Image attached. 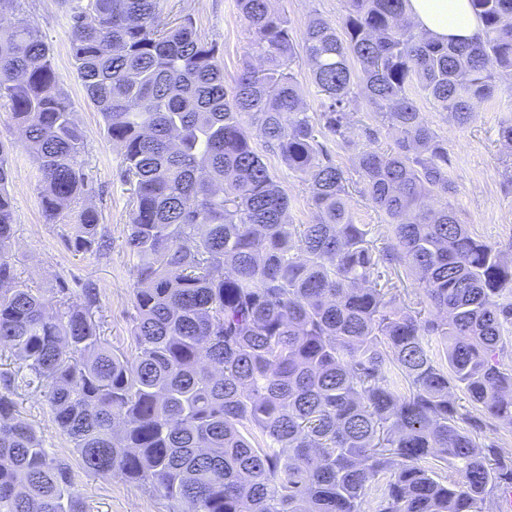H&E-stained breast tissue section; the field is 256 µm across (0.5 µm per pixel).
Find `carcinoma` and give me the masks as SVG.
Listing matches in <instances>:
<instances>
[{
  "label": "carcinoma",
  "mask_w": 512,
  "mask_h": 512,
  "mask_svg": "<svg viewBox=\"0 0 512 512\" xmlns=\"http://www.w3.org/2000/svg\"><path fill=\"white\" fill-rule=\"evenodd\" d=\"M71 53L129 186L127 246L134 351L116 352L93 320L98 297L51 313L15 283L12 172L0 143V353L44 387L85 470L159 492L176 512H495L512 488V448L479 439L512 427V262L459 222L448 146L415 93L460 124L512 72V0H469L470 43L405 21L408 0H345L344 33L312 19L302 37L322 95L301 106L296 44L269 0H236L262 64L226 82L216 43L191 14L161 19L159 0H71ZM50 49L28 20L0 13V106L35 158L53 223L89 192L83 133ZM364 98L376 131L354 141ZM358 146V193L387 243L367 239L350 181L319 137ZM259 139L308 182L314 224L253 146ZM65 242L105 254L100 213L83 206ZM411 268L427 315L396 307L380 268ZM438 347H433L431 339ZM0 377V512H86L67 463L52 457ZM475 406L469 427L451 399ZM451 465L448 480L437 464ZM354 108L356 112L353 114V119L356 125H359V128L356 126V134L361 132V130H359L360 127L370 126L378 131V139L384 146L390 147L393 145L394 140L397 138V133L389 129L387 125L380 123L376 113L364 99L359 98Z\"/></svg>",
  "instance_id": "cac0c4a2"
}]
</instances>
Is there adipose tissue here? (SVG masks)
Returning a JSON list of instances; mask_svg holds the SVG:
<instances>
[{
	"label": "adipose tissue",
	"instance_id": "1",
	"mask_svg": "<svg viewBox=\"0 0 512 512\" xmlns=\"http://www.w3.org/2000/svg\"><path fill=\"white\" fill-rule=\"evenodd\" d=\"M407 12L420 30L442 41L471 42L481 33L469 0H408Z\"/></svg>",
	"mask_w": 512,
	"mask_h": 512
}]
</instances>
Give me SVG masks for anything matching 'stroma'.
<instances>
[{
  "instance_id": "35a3bbf8",
  "label": "stroma",
  "mask_w": 512,
  "mask_h": 512,
  "mask_svg": "<svg viewBox=\"0 0 512 512\" xmlns=\"http://www.w3.org/2000/svg\"><path fill=\"white\" fill-rule=\"evenodd\" d=\"M271 9L283 16L294 39H301L308 22L317 16L339 24L345 16L344 0H270ZM7 10L29 18L44 36L84 133L85 171L91 191L88 205L101 214V224L112 239L110 253L76 254L67 248L63 235L74 218L67 210L56 223H48L40 205L41 174L32 156L21 146L9 112L0 109V141L9 144L13 179L8 185L12 199L15 241L11 262L20 285L40 289L52 302L55 314H63L59 288L78 300L85 286L95 288L99 303L94 317L102 336L113 349L132 348L131 330L137 316L131 298L134 269L138 263L126 245L129 193L121 178V148L103 130V121L82 85L71 54L66 0H8ZM187 9L201 39L216 42L226 78L236 76L246 62L256 59L247 25L235 0H160L161 14L174 16ZM494 98L478 103L472 122L456 125L430 99L417 97L435 132L448 145V156L457 191L451 196L460 221L470 231L501 249L512 247V149L499 139V130L512 121V76L498 78ZM257 151L288 194V220L293 224L315 221L309 185L291 173L276 152L265 144ZM22 417L42 437L45 448L70 464L84 497L87 512H172L159 493L118 476L101 477L85 471L69 440L56 427L43 394L36 387L14 392Z\"/></svg>"
}]
</instances>
